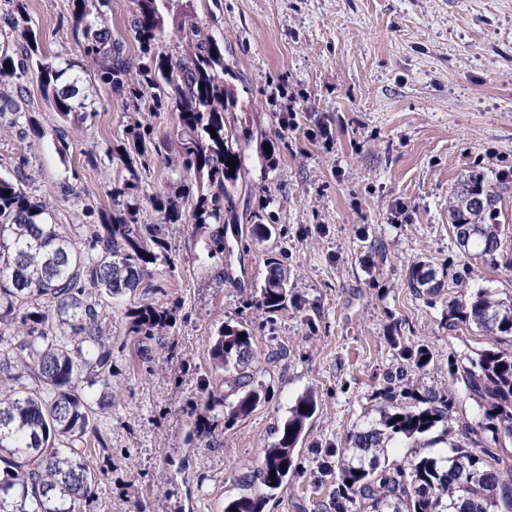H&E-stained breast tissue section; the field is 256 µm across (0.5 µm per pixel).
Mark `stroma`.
Instances as JSON below:
<instances>
[{"instance_id":"1","label":"stroma","mask_w":512,"mask_h":512,"mask_svg":"<svg viewBox=\"0 0 512 512\" xmlns=\"http://www.w3.org/2000/svg\"><path fill=\"white\" fill-rule=\"evenodd\" d=\"M42 52L74 53L72 0H22ZM198 20L224 41L238 78L245 150L239 184L250 191L237 255L208 257L203 235L180 224L164 233L179 261L150 268L130 300H113L103 317L118 343L112 412L98 425L103 446L94 512H224L256 471L264 448L297 397L311 390L317 410L294 451L295 470L265 512H316L334 488L318 460L344 447L356 425L377 419L376 389L393 363L386 338L401 322L406 344H428L433 360L420 385L448 381L454 356L481 349L476 329L448 330L446 300L485 288L512 287V273L467 260L448 219V191L481 171L502 181L512 172V0H192ZM93 121L69 130L60 152L52 112L37 79L17 99L24 134L0 124V173L26 157L34 198L53 200L58 223L84 234L109 210L108 190L124 172L114 153L126 141L123 93L84 80ZM333 139H308L317 122ZM281 133L272 162L268 136ZM136 192L145 223L150 200L176 179L161 155L151 157ZM281 225L293 299L274 320L257 312L255 291L276 240L258 241L255 220ZM424 261L453 273L428 304L410 288L408 270ZM172 310L173 349L149 343L141 354L126 338L125 304ZM247 322L263 400L248 416L224 409L198 413L188 394H222L210 368L211 338L221 323ZM207 422L205 446L185 434Z\"/></svg>"}]
</instances>
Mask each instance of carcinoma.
I'll return each instance as SVG.
<instances>
[{"label": "carcinoma", "mask_w": 512, "mask_h": 512, "mask_svg": "<svg viewBox=\"0 0 512 512\" xmlns=\"http://www.w3.org/2000/svg\"><path fill=\"white\" fill-rule=\"evenodd\" d=\"M133 56L125 41L101 27L110 0H74V35L79 50L66 57L37 55L35 31L16 33L19 54L0 59V76L19 84L38 78L44 96L64 124L55 129L61 149L68 146V123L97 117L76 100L77 84L88 69L94 78L125 93V107L138 109L145 98L152 108L171 112L173 135L158 148L174 154L182 177L195 178L196 194L184 212L170 194L150 199L161 223L142 222L134 191L150 159L154 140L149 122L127 125L123 182L109 190L108 223L95 225L79 242L52 207L33 200L31 176L20 164L0 175V512H89L95 503L98 474L90 465V438L97 423L112 412V333L102 324L107 300L137 291L148 268L159 262L176 267L162 226L183 224L196 234L209 230L208 254H224V225L238 223L236 187L243 165L242 145L252 138L239 122L236 71L224 60V42L203 27L195 14L166 17L174 0H134ZM174 32L187 46L182 54L158 51ZM0 118L21 125L15 99L0 92ZM216 136H211L208 127ZM237 159L236 167L227 165ZM498 185L471 171L449 192V220L464 253L512 270V257L500 259ZM284 261L270 257L258 290V311L270 318L288 308L291 294ZM408 282L428 300L441 296L443 284L428 264L411 265ZM125 335L139 345L163 343L173 327L170 310L141 305L122 311ZM448 327L476 328L489 337L487 347L461 354L448 367V385L420 388L413 375L432 360L427 345H400L401 323L394 322L390 346L401 362L389 367L382 386L379 418L349 435L350 447L336 450V462H323L336 475V488L321 512H512V456L498 449L512 442V298L479 289L446 306ZM248 324L221 323L210 347L211 367L225 376L228 390L199 398L204 411L228 408L229 419L246 417L262 401L252 386L255 357ZM478 405L475 417L460 415V393ZM316 411L309 391L297 397L264 449L257 473L260 487L224 505V512H263L266 499L288 479L294 450ZM435 450L394 464H380L388 445L417 439L433 430Z\"/></svg>", "instance_id": "1"}]
</instances>
